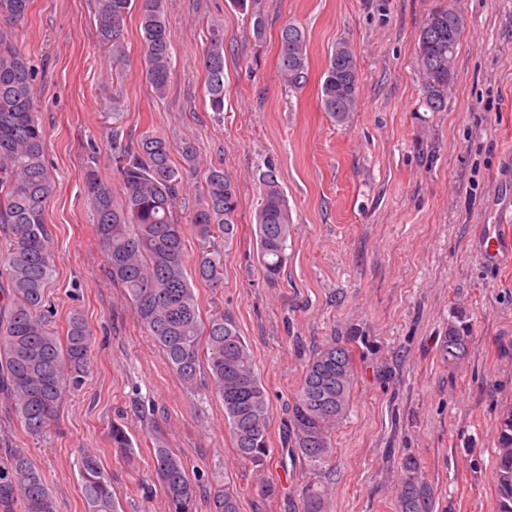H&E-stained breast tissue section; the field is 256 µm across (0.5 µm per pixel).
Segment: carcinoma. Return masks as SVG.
Here are the masks:
<instances>
[{
  "label": "carcinoma",
  "instance_id": "obj_1",
  "mask_svg": "<svg viewBox=\"0 0 512 512\" xmlns=\"http://www.w3.org/2000/svg\"><path fill=\"white\" fill-rule=\"evenodd\" d=\"M30 0H0V22H17ZM138 9L146 77L154 92H167L172 66V41L166 24V0H98L101 39L121 51V36L132 9ZM464 17L457 0L431 11L424 20L417 65L424 105L443 112L453 82L452 62L460 43ZM204 56L206 90L214 112L224 111V29H209ZM278 68L284 85L300 89L307 77L305 32L286 22L280 30ZM35 72L0 31V261L7 287H0V392L32 436L55 422L69 390L78 389L89 369L92 333L79 315L68 319L66 336L48 327L42 314L47 284L55 272L52 234L45 207L54 191L45 164V132L35 120ZM358 63L344 43L328 56L320 105L338 124L346 123L358 94ZM112 162L122 194L95 170L84 173L94 229L105 250L112 284L122 288L143 328L162 348L169 366L190 392L215 394L224 406L237 455L255 467L270 458L268 393L255 368L235 316L226 311L205 322L186 268L183 227L178 218L180 171L174 154L187 165L197 149L190 142L174 146L161 136L146 134L122 142L114 137ZM256 211L258 261L268 280L279 277L287 261L293 220L275 168L258 176ZM237 184L221 168H211L205 194L192 216L200 239L219 233L224 245L234 241ZM220 261L202 251L194 277L211 284L219 280ZM466 314L452 313L441 345L443 360L456 363L469 352ZM355 385L352 354L333 342L314 351L306 364L289 411L286 442L302 464L318 471L333 454L332 430L347 416ZM493 469L497 512H512V408L497 422ZM112 449L123 455L130 442L125 430L112 426ZM156 477L168 512H195L203 476L189 472L186 460L158 440L152 448ZM87 512H117L112 478L99 455L84 451L77 459ZM323 490L307 485L300 493L299 512H325ZM239 491L226 483L209 491V512H240ZM400 512H432L431 486L407 464L401 479ZM0 512H56V502L41 471L25 448L0 453Z\"/></svg>",
  "mask_w": 512,
  "mask_h": 512
}]
</instances>
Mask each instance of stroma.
<instances>
[{"label":"stroma","instance_id":"stroma-1","mask_svg":"<svg viewBox=\"0 0 512 512\" xmlns=\"http://www.w3.org/2000/svg\"><path fill=\"white\" fill-rule=\"evenodd\" d=\"M448 0H166L173 44L168 90L157 96L141 56L137 15L121 56L102 43L96 0H32L6 26L36 70L37 116L56 182L45 221L56 272L48 321L64 332L80 314L93 333L90 373L67 393L59 424L29 435L0 394V444L27 449L58 512H85L76 461L96 452L112 478L119 512H167L150 454L156 440L204 476L207 489L233 482L240 512H298L317 484L326 512H399L405 460L434 492L433 512H496L492 461L496 423L512 407V264L482 255L489 231L512 242L498 209L512 202V0H460L464 29L445 111L422 104L416 65L427 15ZM265 20L253 31L254 15ZM291 21L308 39V76L291 90L278 74L279 30ZM224 26V110L205 89L208 29ZM357 57L351 120L320 106L322 75L336 43ZM150 133L197 148L178 208L188 265L202 249L220 254L223 279L194 280L203 318L233 312L270 399L271 459L239 458L216 397L189 394L112 286L81 175L94 165L114 178L111 135ZM276 166L295 224L288 261L268 282L256 258L257 177ZM238 185V226L202 245L191 222L208 169ZM463 308L471 325L464 361L440 355L448 319ZM349 345L356 383L335 454L313 472L284 442L288 411L310 354ZM121 425L130 456L112 451ZM275 496H267L268 486Z\"/></svg>","mask_w":512,"mask_h":512}]
</instances>
